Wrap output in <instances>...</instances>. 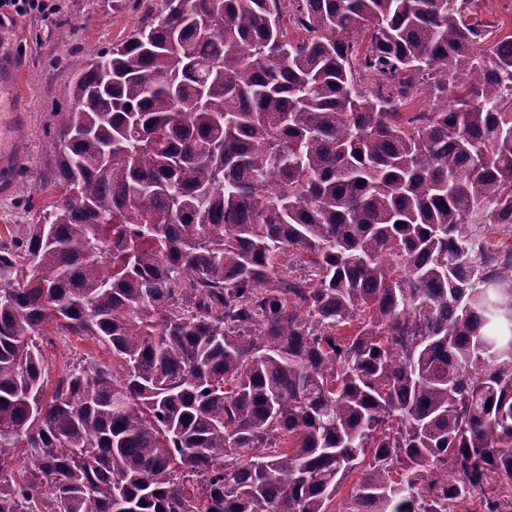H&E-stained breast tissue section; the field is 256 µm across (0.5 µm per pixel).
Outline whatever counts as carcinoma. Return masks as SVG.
Instances as JSON below:
<instances>
[{
  "instance_id": "cac0c4a2",
  "label": "carcinoma",
  "mask_w": 512,
  "mask_h": 512,
  "mask_svg": "<svg viewBox=\"0 0 512 512\" xmlns=\"http://www.w3.org/2000/svg\"><path fill=\"white\" fill-rule=\"evenodd\" d=\"M481 4L160 0L73 74L80 204L0 235V512H331L358 467L341 512H512V31ZM50 331L112 367L46 396Z\"/></svg>"
}]
</instances>
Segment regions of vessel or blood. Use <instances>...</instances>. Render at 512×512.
Returning a JSON list of instances; mask_svg holds the SVG:
<instances>
[{
    "instance_id": "vessel-or-blood-1",
    "label": "vessel or blood",
    "mask_w": 512,
    "mask_h": 512,
    "mask_svg": "<svg viewBox=\"0 0 512 512\" xmlns=\"http://www.w3.org/2000/svg\"><path fill=\"white\" fill-rule=\"evenodd\" d=\"M16 73L11 63L0 57V187L9 188L19 170L22 151L13 136L20 120L19 112L13 108Z\"/></svg>"
}]
</instances>
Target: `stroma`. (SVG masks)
Here are the masks:
<instances>
[{"label":"stroma","instance_id":"1","mask_svg":"<svg viewBox=\"0 0 512 512\" xmlns=\"http://www.w3.org/2000/svg\"><path fill=\"white\" fill-rule=\"evenodd\" d=\"M55 11L11 15L0 22V54L13 59L22 73L15 98L26 115L15 130L26 156L15 187L0 195V228L32 224L57 195L52 179L57 161L54 113L66 103L71 74L93 54L110 48L141 26L159 0H55ZM42 351L49 382L82 361L102 365L112 353L86 338L55 336Z\"/></svg>","mask_w":512,"mask_h":512}]
</instances>
